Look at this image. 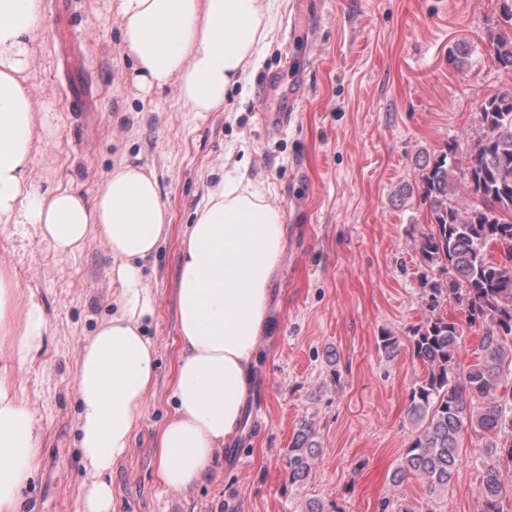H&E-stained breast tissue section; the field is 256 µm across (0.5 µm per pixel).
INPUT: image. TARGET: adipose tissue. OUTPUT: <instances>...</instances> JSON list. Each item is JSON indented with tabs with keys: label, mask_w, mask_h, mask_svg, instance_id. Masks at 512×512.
<instances>
[{
	"label": "adipose tissue",
	"mask_w": 512,
	"mask_h": 512,
	"mask_svg": "<svg viewBox=\"0 0 512 512\" xmlns=\"http://www.w3.org/2000/svg\"><path fill=\"white\" fill-rule=\"evenodd\" d=\"M268 0H118L123 45L145 94L176 85L192 112H220L245 85L272 33ZM46 28L43 0H0V228L38 233L62 258L90 238L114 260L117 311L82 348L76 374L78 444L87 474L81 512H112L113 464L130 448L145 413L156 348L144 327L156 296L140 263L171 224L154 172L126 162L97 189L43 190L31 176L36 136L53 137L51 112L35 117L26 74ZM286 249L279 206L242 178L227 177L184 234L176 290L179 354L174 412L156 436L161 483L188 491L216 450L239 435L252 369L269 321L270 282ZM47 320L33 290L0 266V512H26L24 491L40 452L41 421L14 381L43 346Z\"/></svg>",
	"instance_id": "ef3b65f1"
}]
</instances>
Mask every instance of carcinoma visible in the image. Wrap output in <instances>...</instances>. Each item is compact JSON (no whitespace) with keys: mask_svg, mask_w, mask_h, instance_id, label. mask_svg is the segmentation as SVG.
Returning a JSON list of instances; mask_svg holds the SVG:
<instances>
[{"mask_svg":"<svg viewBox=\"0 0 512 512\" xmlns=\"http://www.w3.org/2000/svg\"><path fill=\"white\" fill-rule=\"evenodd\" d=\"M493 63L512 69V6L498 0ZM476 135L450 139L421 167L429 230L414 241L425 313L410 330L425 373L409 390L412 427L393 479L421 477L429 493L448 490L469 433L478 442L481 512H505L512 498V92L485 99ZM451 307L460 314L448 316ZM479 331L474 361L461 367L465 329ZM313 423L288 448V479L304 480L316 460Z\"/></svg>","mask_w":512,"mask_h":512,"instance_id":"1","label":"carcinoma"}]
</instances>
